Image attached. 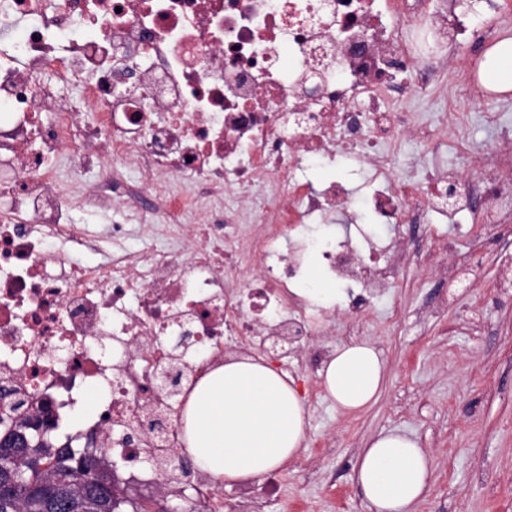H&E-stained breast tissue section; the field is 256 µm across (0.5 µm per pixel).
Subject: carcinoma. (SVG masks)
<instances>
[{
  "mask_svg": "<svg viewBox=\"0 0 512 512\" xmlns=\"http://www.w3.org/2000/svg\"><path fill=\"white\" fill-rule=\"evenodd\" d=\"M50 405L36 418H0V512H152L112 479L102 455L89 460L69 445H52Z\"/></svg>",
  "mask_w": 512,
  "mask_h": 512,
  "instance_id": "obj_1",
  "label": "carcinoma"
}]
</instances>
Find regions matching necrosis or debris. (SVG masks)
Masks as SVG:
<instances>
[{
    "instance_id": "necrosis-or-debris-1",
    "label": "necrosis or debris",
    "mask_w": 512,
    "mask_h": 512,
    "mask_svg": "<svg viewBox=\"0 0 512 512\" xmlns=\"http://www.w3.org/2000/svg\"><path fill=\"white\" fill-rule=\"evenodd\" d=\"M446 0H0V387L28 415L63 416L88 393V454L106 449L122 483L165 491L185 457L181 416L228 343L309 336L290 283L298 229L332 221L512 224V139L470 152L468 115L417 122L398 104L448 71ZM82 90L73 102L67 90ZM473 175L434 165L425 186L391 159L446 134ZM373 171L298 179L312 163ZM134 164L133 182L124 169ZM150 215L163 245L125 249L73 213ZM356 291L396 282L344 240L322 251Z\"/></svg>"
}]
</instances>
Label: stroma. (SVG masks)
Wrapping results in <instances>:
<instances>
[{
  "mask_svg": "<svg viewBox=\"0 0 512 512\" xmlns=\"http://www.w3.org/2000/svg\"><path fill=\"white\" fill-rule=\"evenodd\" d=\"M474 150L512 131V92L461 102ZM501 115L486 126L485 111ZM466 288L448 284L439 265L406 266L396 284L374 290L361 316L344 304L315 312L322 331L309 340L326 351L367 342L382 351L386 381L378 402L356 414L339 409L317 367L270 355L294 379L307 411L297 457L270 476L224 487L223 512H370L354 480L361 448L384 430L416 437L433 459L430 490L416 512H512V236L485 240L472 256L474 224H439ZM278 489L265 490L267 480Z\"/></svg>",
  "mask_w": 512,
  "mask_h": 512,
  "instance_id": "35a3bbf8",
  "label": "stroma"
}]
</instances>
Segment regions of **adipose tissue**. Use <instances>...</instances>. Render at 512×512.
Masks as SVG:
<instances>
[{
	"label": "adipose tissue",
	"instance_id": "1",
	"mask_svg": "<svg viewBox=\"0 0 512 512\" xmlns=\"http://www.w3.org/2000/svg\"><path fill=\"white\" fill-rule=\"evenodd\" d=\"M481 85L512 91V38L485 53ZM327 394L352 414L375 404L386 361L366 342L337 345L318 372ZM192 462L224 484H238L283 468L306 439L303 399L286 376L260 357L230 358L193 390L182 415ZM433 461L417 439L394 429L362 449L354 478L373 512H414L429 490Z\"/></svg>",
	"mask_w": 512,
	"mask_h": 512
}]
</instances>
